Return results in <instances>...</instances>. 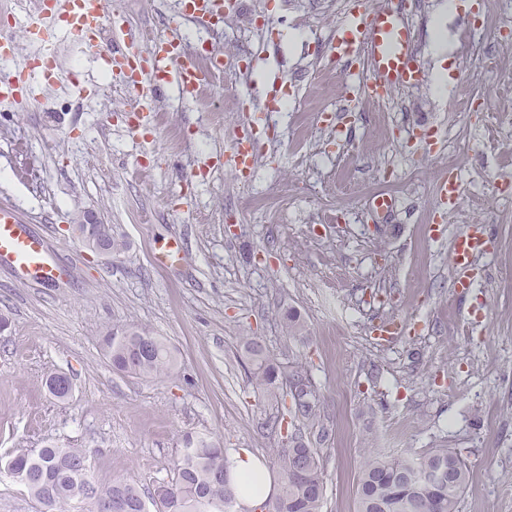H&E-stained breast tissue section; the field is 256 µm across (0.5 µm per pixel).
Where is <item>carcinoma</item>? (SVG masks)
<instances>
[{
	"instance_id": "obj_1",
	"label": "carcinoma",
	"mask_w": 512,
	"mask_h": 512,
	"mask_svg": "<svg viewBox=\"0 0 512 512\" xmlns=\"http://www.w3.org/2000/svg\"><path fill=\"white\" fill-rule=\"evenodd\" d=\"M150 342L144 351L141 344ZM253 361L252 381L270 398H286L295 388L289 416L314 423L313 390L303 379H284L280 367L254 337H245ZM112 369L126 375L157 378L171 372L170 348L146 327L128 324L104 336ZM282 476L271 512H322L324 477L314 449L303 436L288 438L274 449ZM0 470L24 486L45 512H71L73 505L93 503L96 490L112 496V512H231L235 503L226 449L210 438L187 432L171 481L145 493L138 483L114 479L97 482L84 448L48 444L38 450L17 448L0 458ZM470 471L453 448H434L424 455L371 456L358 481L359 512H458Z\"/></svg>"
}]
</instances>
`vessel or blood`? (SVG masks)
Listing matches in <instances>:
<instances>
[{"label": "vessel or blood", "mask_w": 512, "mask_h": 512, "mask_svg": "<svg viewBox=\"0 0 512 512\" xmlns=\"http://www.w3.org/2000/svg\"><path fill=\"white\" fill-rule=\"evenodd\" d=\"M59 22L70 33L90 40L111 24L112 17L107 0H62L60 8L41 10L38 20L29 24L27 33L33 39L48 40ZM136 42L135 34H128L124 46L113 48L111 57L115 63L137 59V77L127 84L135 95L158 97L172 82L177 83L182 92L190 93L207 83V73L197 66L195 54L186 51L182 43L168 39L142 53L136 51ZM330 51L337 61L347 65L358 56H366L381 89L411 86L420 79L410 28L397 13L373 8L368 0H360L357 12L350 14L344 28L331 42ZM23 84V75L0 74V98L25 103ZM252 140L251 130H243L231 151L225 154V166L237 172L250 165ZM434 194L439 209H453L460 203L459 187L453 178H440L434 186ZM484 251L485 240L479 234L456 238L450 254L456 288L463 290L471 286L475 261ZM1 260L13 265L20 276L44 284L55 283L60 277L61 267L44 239L31 234L17 210L5 204L0 205Z\"/></svg>", "instance_id": "vessel-or-blood-1"}]
</instances>
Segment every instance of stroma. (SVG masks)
<instances>
[{
	"label": "stroma",
	"mask_w": 512,
	"mask_h": 512,
	"mask_svg": "<svg viewBox=\"0 0 512 512\" xmlns=\"http://www.w3.org/2000/svg\"><path fill=\"white\" fill-rule=\"evenodd\" d=\"M355 0H237L223 25L180 21L177 0H112L113 27L89 45L65 26L51 40V78L35 73L29 99L0 100V202L43 236L63 275L17 281L0 261V457L55 443L91 452L96 481L147 488L170 481L184 433L260 458L281 476L265 427L283 404L254 388L242 340L258 337L283 372L307 371L325 439L309 434L324 473L322 512H358V479L371 455L447 446L470 469L460 512H512V100L496 96L478 61L512 77V9L483 25L484 0H370L397 11L414 36L421 81L391 93L360 91L327 48ZM37 0L1 22L18 47L0 69L37 58L25 27ZM179 27L182 43H212L223 83L197 97L169 85L133 130L138 100L107 72L114 39L131 30L147 50ZM260 65H252L254 53ZM448 64L445 87L434 71ZM470 83V111L455 110ZM284 112H268L272 91ZM500 114L494 150L484 115ZM265 133L250 169L224 168L240 126ZM453 157L445 165L444 157ZM453 175L461 202L435 207ZM393 197L389 212L371 205ZM111 225L124 249L102 258L72 227ZM236 232H227V225ZM493 240L471 288L453 286L449 253L465 232ZM182 259L155 262L164 240ZM301 324L284 325L286 313ZM396 320L404 335L380 336ZM135 323L176 358L171 375L112 370L103 338ZM73 383L54 398L50 373Z\"/></svg>",
	"instance_id": "stroma-1"
}]
</instances>
